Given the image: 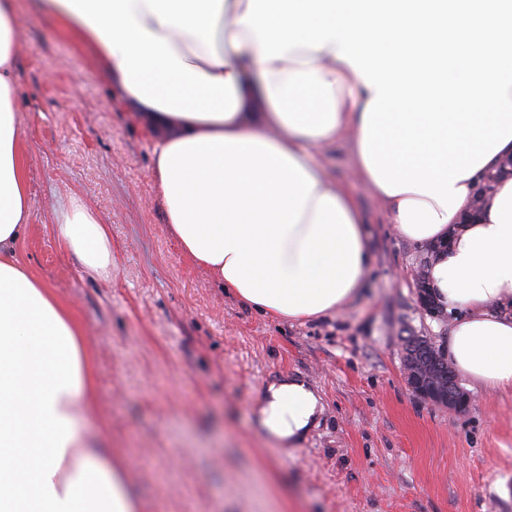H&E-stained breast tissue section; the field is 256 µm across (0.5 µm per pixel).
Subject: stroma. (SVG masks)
<instances>
[{"instance_id": "35a3bbf8", "label": "stroma", "mask_w": 512, "mask_h": 512, "mask_svg": "<svg viewBox=\"0 0 512 512\" xmlns=\"http://www.w3.org/2000/svg\"><path fill=\"white\" fill-rule=\"evenodd\" d=\"M16 57L32 215L19 255L74 306L95 358L96 415L150 512H512V392L458 377L464 412L408 387L403 341L446 348L451 314L420 305L426 249L398 236L344 142L329 175L367 224L372 265L333 316L278 321L180 250L152 173L153 137L111 77L49 16L23 10ZM79 197L112 235L88 275L53 232ZM303 379L318 425L291 445L260 424L267 385Z\"/></svg>"}]
</instances>
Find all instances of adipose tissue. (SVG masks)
<instances>
[{
    "label": "adipose tissue",
    "instance_id": "ef3b65f1",
    "mask_svg": "<svg viewBox=\"0 0 512 512\" xmlns=\"http://www.w3.org/2000/svg\"><path fill=\"white\" fill-rule=\"evenodd\" d=\"M94 54L155 140L153 176L183 253L262 314L297 321L338 313L370 266L352 195L314 153L347 138L356 170L400 226L362 153L375 91L334 45L262 61L242 25L249 0H35ZM19 0H0V512H146L101 432L94 357L73 307L18 256L31 202L16 117ZM507 143L464 179L462 205L429 242L450 240L428 267L431 293L455 312L448 353L473 383L512 390V176ZM98 277L112 236L72 200L54 226ZM318 398L302 381L273 388L261 422L300 438Z\"/></svg>",
    "mask_w": 512,
    "mask_h": 512
}]
</instances>
